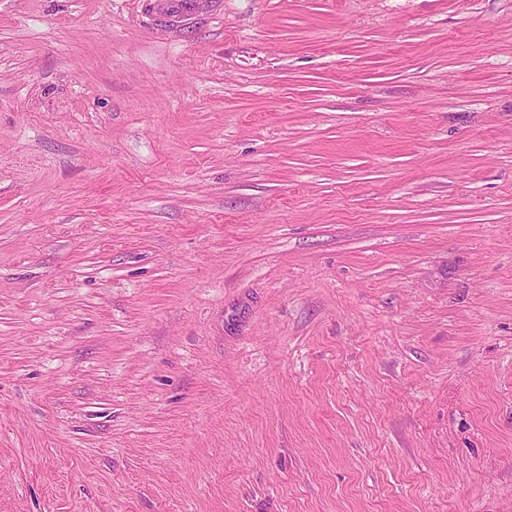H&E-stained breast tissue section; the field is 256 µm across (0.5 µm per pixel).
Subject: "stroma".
I'll return each mask as SVG.
<instances>
[{
    "instance_id": "1",
    "label": "stroma",
    "mask_w": 512,
    "mask_h": 512,
    "mask_svg": "<svg viewBox=\"0 0 512 512\" xmlns=\"http://www.w3.org/2000/svg\"><path fill=\"white\" fill-rule=\"evenodd\" d=\"M0 512H512V0H0Z\"/></svg>"
}]
</instances>
